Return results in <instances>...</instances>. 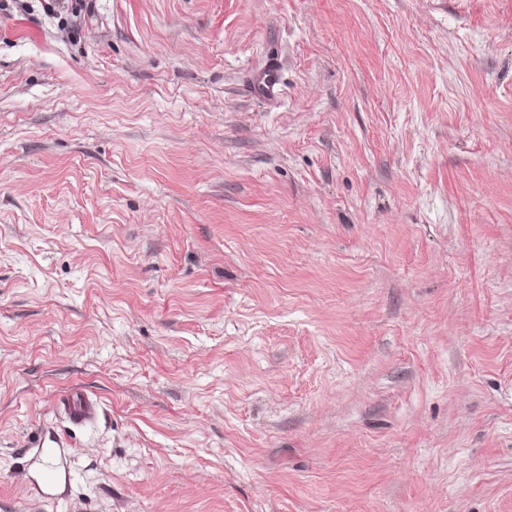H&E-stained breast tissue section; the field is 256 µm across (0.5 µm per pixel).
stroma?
I'll return each mask as SVG.
<instances>
[{
  "instance_id": "stroma-1",
  "label": "stroma",
  "mask_w": 512,
  "mask_h": 512,
  "mask_svg": "<svg viewBox=\"0 0 512 512\" xmlns=\"http://www.w3.org/2000/svg\"><path fill=\"white\" fill-rule=\"evenodd\" d=\"M0 512H512V0L1 12ZM280 88L281 70L272 64L254 78L248 91L255 97L271 99L279 94ZM63 413L74 428L85 427L95 420L99 404L81 389L70 390L60 401Z\"/></svg>"
}]
</instances>
